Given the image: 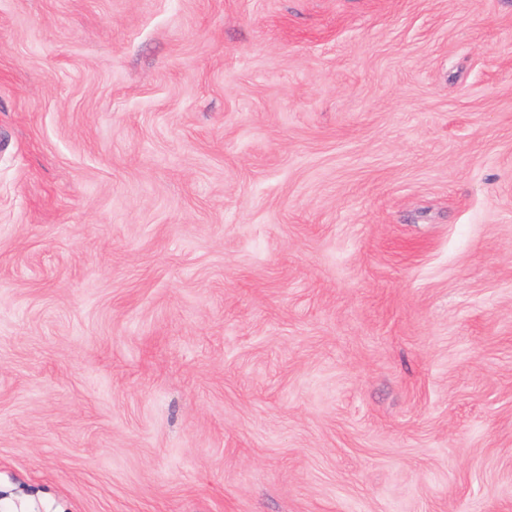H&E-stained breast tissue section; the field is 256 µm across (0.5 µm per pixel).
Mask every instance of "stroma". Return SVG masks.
I'll list each match as a JSON object with an SVG mask.
<instances>
[{"label":"stroma","instance_id":"obj_1","mask_svg":"<svg viewBox=\"0 0 512 512\" xmlns=\"http://www.w3.org/2000/svg\"><path fill=\"white\" fill-rule=\"evenodd\" d=\"M0 512H512V0H0Z\"/></svg>","mask_w":512,"mask_h":512}]
</instances>
